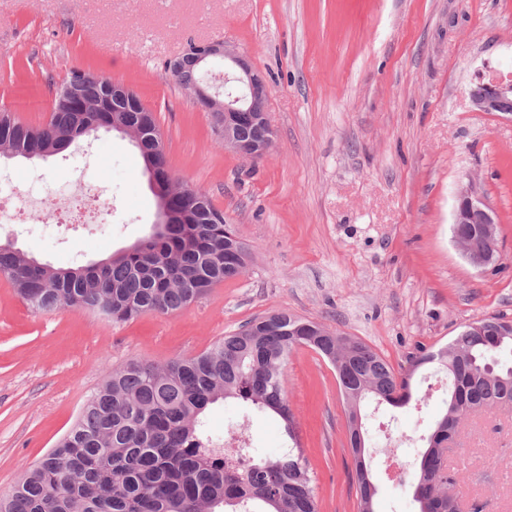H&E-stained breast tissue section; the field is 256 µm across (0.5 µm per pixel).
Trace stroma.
Returning a JSON list of instances; mask_svg holds the SVG:
<instances>
[{
	"label": "stroma",
	"instance_id": "1",
	"mask_svg": "<svg viewBox=\"0 0 512 512\" xmlns=\"http://www.w3.org/2000/svg\"><path fill=\"white\" fill-rule=\"evenodd\" d=\"M221 40L269 83L274 143L262 159L224 148L209 113L165 69ZM134 90L153 110L175 178L206 194L251 257L245 272L173 313L115 323L85 310L33 312L0 275V494L68 432L109 371L196 355L246 322L286 311L353 337L411 373L426 401L363 407L377 512H416L408 481L382 475L384 445L414 464L448 402V378L411 370L470 322L512 319V120L476 111L481 79L512 80V0H0V110L38 126L72 67ZM14 182L97 186L100 223L0 224V244L55 267L97 263L150 234L155 198L118 133L44 161L0 158ZM499 217L501 267L480 272L452 239L458 192ZM288 404L319 512H358L346 415L329 362L298 347ZM451 456L460 500L512 512V407L470 416Z\"/></svg>",
	"mask_w": 512,
	"mask_h": 512
}]
</instances>
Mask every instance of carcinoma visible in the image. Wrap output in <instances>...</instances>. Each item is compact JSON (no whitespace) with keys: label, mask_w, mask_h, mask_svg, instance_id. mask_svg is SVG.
<instances>
[{"label":"carcinoma","mask_w":512,"mask_h":512,"mask_svg":"<svg viewBox=\"0 0 512 512\" xmlns=\"http://www.w3.org/2000/svg\"><path fill=\"white\" fill-rule=\"evenodd\" d=\"M166 70L181 87L198 79L196 68ZM68 81L79 82L76 97L89 110L64 100L62 84L41 126L0 110V157H52L65 150V139L109 133L115 123L133 132L140 156L151 153L161 133L137 94L129 111L114 112L112 81L79 68ZM176 195L188 223L156 224L148 237L99 266L55 268L7 243L0 244V275L37 312L81 309L126 322L179 310L238 277L250 253L231 239L232 225L204 194L180 187ZM298 346L346 361L338 385L349 418L369 401L399 408L412 398L407 381L395 393L394 368L363 342L338 345L324 326L286 311L255 318L195 356L163 364L136 360L109 372L57 445L0 495V512H318L284 380L288 354ZM415 362L446 372L451 381L448 406L419 455L412 493L418 512H438L447 500L437 480L446 476L455 486L465 481V470L447 469L444 449L433 447L432 438L446 439L438 430L450 416L459 425L512 405V321L504 315L474 321ZM227 400L242 413L229 424L239 447L226 451L224 435L209 430L206 411ZM253 411L280 417L288 441L271 453L254 447L247 434ZM353 474L359 512H374L367 455L354 460Z\"/></svg>","instance_id":"1"}]
</instances>
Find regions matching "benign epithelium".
I'll return each mask as SVG.
<instances>
[{
  "instance_id": "1",
  "label": "benign epithelium",
  "mask_w": 512,
  "mask_h": 512,
  "mask_svg": "<svg viewBox=\"0 0 512 512\" xmlns=\"http://www.w3.org/2000/svg\"><path fill=\"white\" fill-rule=\"evenodd\" d=\"M194 63L202 68L216 58L224 60V93L217 85L195 82L186 93L203 112L213 115L217 130L224 134V148L243 159L252 160L266 154L273 138L257 147L246 146L239 140L240 120L269 125L265 102L269 90L264 78L255 70L249 57L229 48L222 41L196 44L190 50ZM472 106L478 112H489L512 120V81L492 80L478 84L470 93ZM453 224L476 225L473 236L461 241L466 261L477 270L495 268L501 260L497 233V215L472 189L459 192L453 211Z\"/></svg>"
}]
</instances>
